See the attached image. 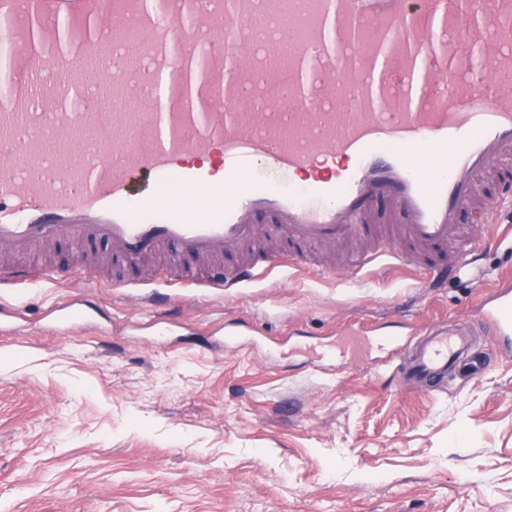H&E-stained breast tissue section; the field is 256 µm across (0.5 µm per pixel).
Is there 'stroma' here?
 Instances as JSON below:
<instances>
[{
	"label": "stroma",
	"mask_w": 512,
	"mask_h": 512,
	"mask_svg": "<svg viewBox=\"0 0 512 512\" xmlns=\"http://www.w3.org/2000/svg\"><path fill=\"white\" fill-rule=\"evenodd\" d=\"M107 252L51 246L70 278L0 288V512H512V357L480 310L507 243L441 290L409 268L309 269L231 296L114 291ZM77 299L88 319L64 322ZM438 322L471 329L480 374L422 390L397 361L310 350Z\"/></svg>",
	"instance_id": "stroma-1"
}]
</instances>
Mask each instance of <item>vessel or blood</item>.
Listing matches in <instances>:
<instances>
[{"label": "vessel or blood", "instance_id": "vessel-or-blood-1", "mask_svg": "<svg viewBox=\"0 0 512 512\" xmlns=\"http://www.w3.org/2000/svg\"><path fill=\"white\" fill-rule=\"evenodd\" d=\"M0 21V287L59 278L14 265L37 246L103 242L113 288L165 252L212 262L182 287L230 295L287 266H219L263 218L300 246L359 241L350 276L421 267L440 288L483 277L462 212L512 234V0H0ZM170 62L160 111L146 76ZM482 309L512 351V288ZM366 347L403 350L417 386L481 361L445 323L336 352Z\"/></svg>", "mask_w": 512, "mask_h": 512}]
</instances>
